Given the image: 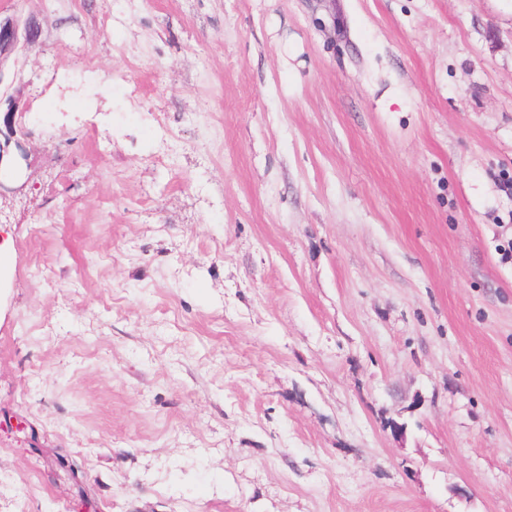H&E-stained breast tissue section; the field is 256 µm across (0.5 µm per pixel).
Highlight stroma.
Instances as JSON below:
<instances>
[{"label":"stroma","instance_id":"obj_1","mask_svg":"<svg viewBox=\"0 0 512 512\" xmlns=\"http://www.w3.org/2000/svg\"><path fill=\"white\" fill-rule=\"evenodd\" d=\"M0 16V512H512V0ZM35 36L32 26L26 25L21 30L18 22L13 19H0V60L11 55L18 47L21 39L29 41ZM0 200L8 194H14L27 186V180L20 186L12 184L19 178L24 167L29 166V155L23 141L15 139L12 129L16 124L18 114L22 115L23 110L19 109L15 99H9L7 109L2 112L0 100ZM2 125L6 132L2 130Z\"/></svg>","mask_w":512,"mask_h":512}]
</instances>
